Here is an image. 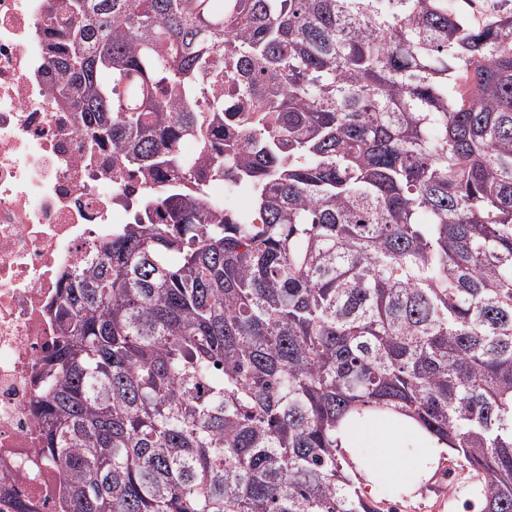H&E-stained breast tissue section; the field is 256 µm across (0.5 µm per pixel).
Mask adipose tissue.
<instances>
[{
	"label": "adipose tissue",
	"instance_id": "ef3b65f1",
	"mask_svg": "<svg viewBox=\"0 0 512 512\" xmlns=\"http://www.w3.org/2000/svg\"><path fill=\"white\" fill-rule=\"evenodd\" d=\"M335 436L345 462L371 494L389 488L416 498L449 452L446 442L408 414L388 408L350 412L337 423Z\"/></svg>",
	"mask_w": 512,
	"mask_h": 512
}]
</instances>
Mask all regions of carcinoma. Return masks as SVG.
<instances>
[{"label": "carcinoma", "mask_w": 512, "mask_h": 512, "mask_svg": "<svg viewBox=\"0 0 512 512\" xmlns=\"http://www.w3.org/2000/svg\"><path fill=\"white\" fill-rule=\"evenodd\" d=\"M59 8L56 87L145 184L52 307L34 410L67 512H381L337 457L362 408L512 512V9Z\"/></svg>", "instance_id": "cac0c4a2"}]
</instances>
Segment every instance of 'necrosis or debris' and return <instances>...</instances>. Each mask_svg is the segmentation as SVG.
<instances>
[{
  "mask_svg": "<svg viewBox=\"0 0 512 512\" xmlns=\"http://www.w3.org/2000/svg\"><path fill=\"white\" fill-rule=\"evenodd\" d=\"M54 0H0V502L64 512L61 471L41 452L34 413L42 357L57 336L51 305L64 276L93 256L127 212L112 147L84 146L82 117L48 75L67 25Z\"/></svg>",
  "mask_w": 512,
  "mask_h": 512,
  "instance_id": "1",
  "label": "necrosis or debris"
}]
</instances>
